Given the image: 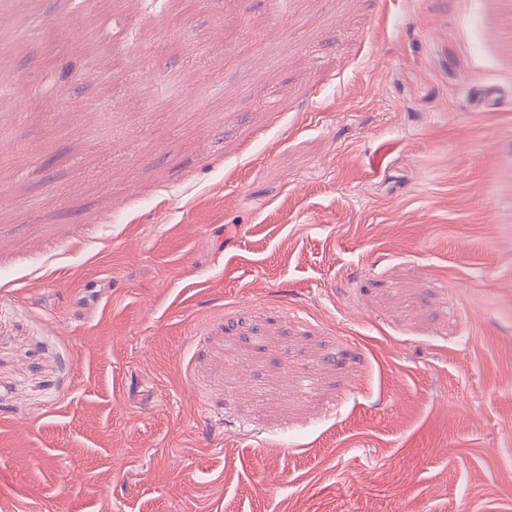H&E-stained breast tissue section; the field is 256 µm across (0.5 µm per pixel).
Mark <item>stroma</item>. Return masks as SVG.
<instances>
[{"label": "stroma", "instance_id": "obj_1", "mask_svg": "<svg viewBox=\"0 0 512 512\" xmlns=\"http://www.w3.org/2000/svg\"><path fill=\"white\" fill-rule=\"evenodd\" d=\"M85 14L0 0V512H512V0Z\"/></svg>", "mask_w": 512, "mask_h": 512}]
</instances>
